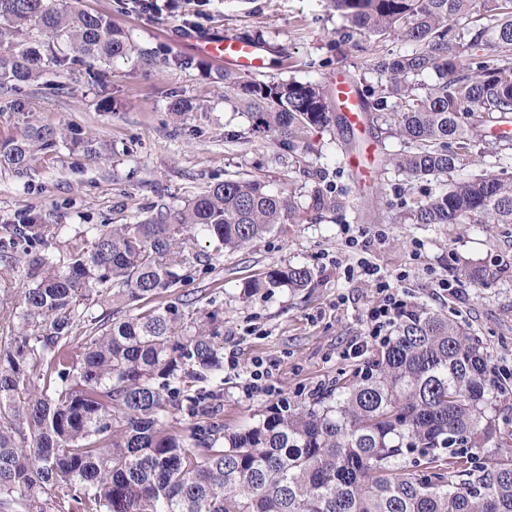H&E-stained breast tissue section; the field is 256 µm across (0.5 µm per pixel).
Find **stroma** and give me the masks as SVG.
Masks as SVG:
<instances>
[{"mask_svg":"<svg viewBox=\"0 0 512 512\" xmlns=\"http://www.w3.org/2000/svg\"><path fill=\"white\" fill-rule=\"evenodd\" d=\"M80 0V8L111 18L136 52L109 63L78 61L49 66L21 90L0 87V148L31 126L64 127L103 145L100 156L61 142L35 152L27 173L0 163V225H47L37 254H60L76 231L104 224H134L158 207L183 206L228 178H258L272 190L291 191L300 217L248 247L216 253L199 238L182 280L165 304L192 314L224 316V354L234 367L195 383L205 404L227 426L249 421L273 406L311 401L365 358L351 344L369 335V310L379 297L367 277L350 275L360 262L378 268L403 300L426 304L464 324L490 354L497 377L512 384V224H414V202L436 193L435 179L411 180L386 156L402 144L371 119L339 135L310 130L308 154L295 155L253 134L244 102L226 93L220 64L180 36L232 34L266 48L258 80L322 84L335 94L338 79L359 89L376 85L371 55L335 49L344 27L329 0ZM146 57H139V50ZM191 103L173 120L174 99ZM367 161L359 179L346 165V141ZM333 186L343 206L316 211V186ZM356 245H348V237ZM487 269L484 287L458 294L440 289L460 280L465 264ZM287 264L313 275L299 292L285 288L245 295L248 281ZM275 363L277 392L247 393L254 360Z\"/></svg>","mask_w":512,"mask_h":512,"instance_id":"obj_1","label":"stroma"}]
</instances>
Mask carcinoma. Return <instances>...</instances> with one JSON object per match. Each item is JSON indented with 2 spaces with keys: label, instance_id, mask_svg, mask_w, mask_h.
<instances>
[{
  "label": "carcinoma",
  "instance_id": "obj_1",
  "mask_svg": "<svg viewBox=\"0 0 512 512\" xmlns=\"http://www.w3.org/2000/svg\"><path fill=\"white\" fill-rule=\"evenodd\" d=\"M346 26L339 43L410 42L373 58L382 83L361 96L406 149L388 162L410 178L448 187L415 203L414 224H512V155L500 172L480 163L483 127L512 118V0H331ZM482 12H477V7ZM487 23H482V20ZM37 28L51 41L27 40ZM0 86L26 83L45 59L107 63L133 53L123 30L73 0H0ZM486 47L494 62L474 61ZM433 72L431 85L417 77ZM224 87L253 109L254 131L294 152L310 128L345 122L318 83L247 79L231 68ZM391 98L398 103L390 106ZM65 129L31 126L0 151L29 168ZM317 188L316 210H336ZM291 196L259 179L226 180L137 224L88 227L63 242L67 260H29L31 284L0 298V497L22 512H512V446L500 436L488 352L467 329L425 304L406 309L362 369L309 403L271 407L228 428L211 421L189 436L169 425L190 384L223 371L224 317L186 316L157 300L180 279L193 241L243 249L294 224ZM43 224L12 231L29 247ZM306 266L268 270L247 294L310 285ZM112 306L100 315L95 307ZM27 423L19 434L17 421ZM497 452L480 461V449Z\"/></svg>",
  "mask_w": 512,
  "mask_h": 512
}]
</instances>
